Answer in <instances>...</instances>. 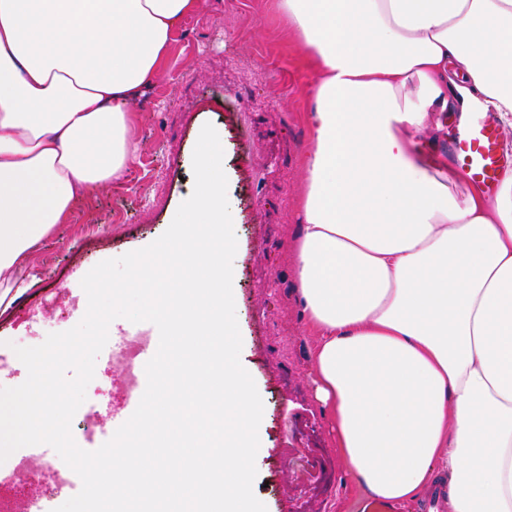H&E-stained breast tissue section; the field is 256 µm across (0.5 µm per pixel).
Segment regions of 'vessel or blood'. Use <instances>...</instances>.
<instances>
[{
  "label": "vessel or blood",
  "instance_id": "vessel-or-blood-1",
  "mask_svg": "<svg viewBox=\"0 0 512 512\" xmlns=\"http://www.w3.org/2000/svg\"><path fill=\"white\" fill-rule=\"evenodd\" d=\"M499 139L497 120L490 112L478 115L458 132L452 160L465 182L494 191L503 162Z\"/></svg>",
  "mask_w": 512,
  "mask_h": 512
}]
</instances>
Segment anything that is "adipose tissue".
<instances>
[{
	"label": "adipose tissue",
	"instance_id": "adipose-tissue-1",
	"mask_svg": "<svg viewBox=\"0 0 512 512\" xmlns=\"http://www.w3.org/2000/svg\"><path fill=\"white\" fill-rule=\"evenodd\" d=\"M199 0H0V303L138 157L135 104ZM317 79L295 289L337 451L366 496L435 480L512 512V166L494 197L417 133L495 113L512 152V0H279Z\"/></svg>",
	"mask_w": 512,
	"mask_h": 512
}]
</instances>
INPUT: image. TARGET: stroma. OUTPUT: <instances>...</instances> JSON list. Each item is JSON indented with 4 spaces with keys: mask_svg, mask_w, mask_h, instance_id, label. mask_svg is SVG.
Returning a JSON list of instances; mask_svg holds the SVG:
<instances>
[{
    "mask_svg": "<svg viewBox=\"0 0 512 512\" xmlns=\"http://www.w3.org/2000/svg\"><path fill=\"white\" fill-rule=\"evenodd\" d=\"M276 4L202 0L186 20L164 73L136 104L137 162L121 181L78 203L21 269L29 288L0 307V386L27 377L14 346L40 345L80 322L87 310L80 282L95 265L167 230L194 187L201 129L212 124L224 142L237 239L240 361L264 405L254 494L267 512H357L364 497L314 397V338L293 289L295 200L316 75ZM127 380L120 356L99 354L86 402L103 429L124 410Z\"/></svg>",
    "mask_w": 512,
    "mask_h": 512,
    "instance_id": "obj_1",
    "label": "stroma"
}]
</instances>
